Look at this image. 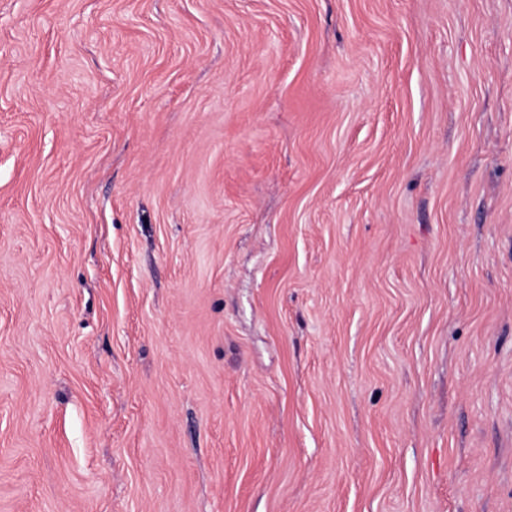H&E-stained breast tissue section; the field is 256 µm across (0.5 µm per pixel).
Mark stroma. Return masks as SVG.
Segmentation results:
<instances>
[{
    "label": "stroma",
    "mask_w": 512,
    "mask_h": 512,
    "mask_svg": "<svg viewBox=\"0 0 512 512\" xmlns=\"http://www.w3.org/2000/svg\"><path fill=\"white\" fill-rule=\"evenodd\" d=\"M0 512H512V0H0Z\"/></svg>",
    "instance_id": "1"
}]
</instances>
